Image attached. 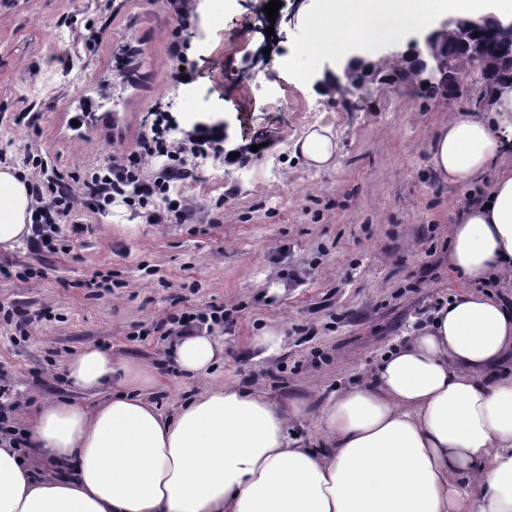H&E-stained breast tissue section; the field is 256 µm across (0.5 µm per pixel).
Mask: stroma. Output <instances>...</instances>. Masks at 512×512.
I'll return each mask as SVG.
<instances>
[{
    "label": "stroma",
    "mask_w": 512,
    "mask_h": 512,
    "mask_svg": "<svg viewBox=\"0 0 512 512\" xmlns=\"http://www.w3.org/2000/svg\"><path fill=\"white\" fill-rule=\"evenodd\" d=\"M178 23L166 0H0V156L22 167L38 144L66 175L138 150L155 101L182 129L226 122L235 159L199 161L178 183L196 212L185 223L145 224L126 206L83 209L56 245L0 252V267L43 270L24 283L0 277V309L34 317L30 338L0 318V369L26 412L74 398L64 364L88 345L148 366L151 399L168 415L212 385L255 388L279 404L316 409L360 383L381 356L429 324L462 283L448 265V227L465 194L490 178L443 180L429 144L452 115L475 113L483 90L471 75L458 96L420 97L411 83L374 82L363 94L317 96L344 56L382 55L379 38L346 54L306 47L327 23L321 0H196ZM98 38L84 45L80 33ZM118 110L111 125L74 128L71 113ZM28 121L17 124L18 113ZM328 126L332 168L295 160V141ZM84 233L74 234L73 225ZM102 280L99 288L89 279ZM224 308L212 334L223 359L205 378L175 366L168 313ZM278 329L265 356L256 336Z\"/></svg>",
    "instance_id": "obj_1"
}]
</instances>
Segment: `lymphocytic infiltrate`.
<instances>
[{"instance_id": "f902f5d3", "label": "lymphocytic infiltrate", "mask_w": 512, "mask_h": 512, "mask_svg": "<svg viewBox=\"0 0 512 512\" xmlns=\"http://www.w3.org/2000/svg\"><path fill=\"white\" fill-rule=\"evenodd\" d=\"M150 133L141 149L117 154L103 165L88 168L82 176L65 179L50 157L38 145H30L27 163L33 169L29 181L34 210L33 245L53 242L60 224L66 223L82 205L92 204L103 212L114 202H122L148 224L185 221L192 213L186 198L172 199L171 183L188 179L197 160L222 155L223 135L208 127L177 133L176 119L162 103H155ZM160 160L151 177H144L146 164Z\"/></svg>"}]
</instances>
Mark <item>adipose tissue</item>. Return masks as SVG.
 <instances>
[{
    "label": "adipose tissue",
    "mask_w": 512,
    "mask_h": 512,
    "mask_svg": "<svg viewBox=\"0 0 512 512\" xmlns=\"http://www.w3.org/2000/svg\"><path fill=\"white\" fill-rule=\"evenodd\" d=\"M512 15V0H325L336 27L321 41L345 51L438 16ZM293 149L328 167L335 143L322 127ZM436 171L493 181L448 230V263L465 288L430 325L383 355L362 384L320 410L319 444L290 427L304 403H273L232 385L213 387L168 416L148 397L143 365L85 346L65 366L94 396L47 402L28 417V452L0 436V512H512V308L487 284L512 267V75L484 112L449 117L430 143ZM29 181L0 164V250L32 235ZM179 370L208 376L222 355L207 331L178 337Z\"/></svg>",
    "instance_id": "1"
}]
</instances>
